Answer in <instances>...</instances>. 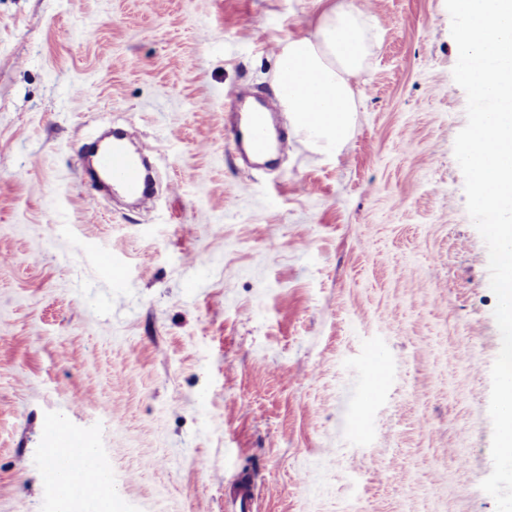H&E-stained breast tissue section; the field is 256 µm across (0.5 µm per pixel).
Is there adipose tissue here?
Wrapping results in <instances>:
<instances>
[{
  "label": "adipose tissue",
  "mask_w": 512,
  "mask_h": 512,
  "mask_svg": "<svg viewBox=\"0 0 512 512\" xmlns=\"http://www.w3.org/2000/svg\"><path fill=\"white\" fill-rule=\"evenodd\" d=\"M310 36L287 40L273 88L291 126L313 146L341 149L361 106L356 79L372 54V28L355 0H325Z\"/></svg>",
  "instance_id": "1"
}]
</instances>
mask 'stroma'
<instances>
[{
  "label": "stroma",
  "mask_w": 512,
  "mask_h": 512,
  "mask_svg": "<svg viewBox=\"0 0 512 512\" xmlns=\"http://www.w3.org/2000/svg\"><path fill=\"white\" fill-rule=\"evenodd\" d=\"M322 8L0 0V512H48L52 419L97 432L112 512H225L239 477L256 512H496V298L454 156L445 0L367 6L377 44L341 151L280 109L273 166L230 132L225 90L275 104L279 44ZM110 125L155 162L146 208L82 176ZM363 368L369 375L372 384L384 379L385 357L378 347H370L365 355Z\"/></svg>",
  "instance_id": "35a3bbf8"
}]
</instances>
